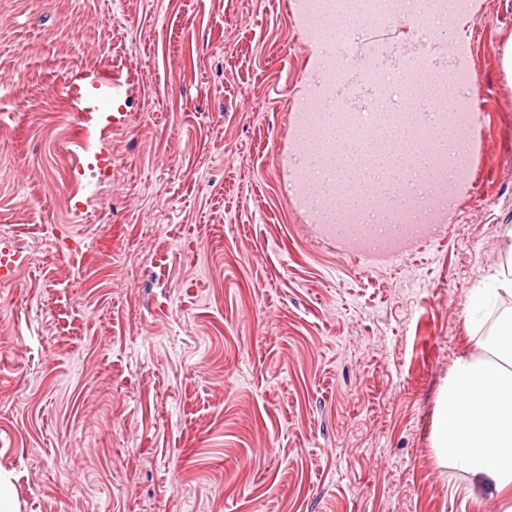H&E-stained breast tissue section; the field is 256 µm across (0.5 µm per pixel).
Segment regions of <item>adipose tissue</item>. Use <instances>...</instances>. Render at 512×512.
Masks as SVG:
<instances>
[{
    "mask_svg": "<svg viewBox=\"0 0 512 512\" xmlns=\"http://www.w3.org/2000/svg\"><path fill=\"white\" fill-rule=\"evenodd\" d=\"M496 313L479 355L460 358L448 373L435 415L441 465L490 482L512 501V262L474 289L468 314Z\"/></svg>",
    "mask_w": 512,
    "mask_h": 512,
    "instance_id": "adipose-tissue-1",
    "label": "adipose tissue"
}]
</instances>
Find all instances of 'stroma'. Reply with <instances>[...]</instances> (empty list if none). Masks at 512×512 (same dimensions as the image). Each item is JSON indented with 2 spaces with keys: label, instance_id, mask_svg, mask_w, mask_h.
<instances>
[{
  "label": "stroma",
  "instance_id": "35a3bbf8",
  "mask_svg": "<svg viewBox=\"0 0 512 512\" xmlns=\"http://www.w3.org/2000/svg\"><path fill=\"white\" fill-rule=\"evenodd\" d=\"M288 0H0V483L19 512H485L435 408L512 241V0H468L472 189L355 262L276 143L314 52ZM71 197L62 161L88 152ZM75 245L59 253L46 225Z\"/></svg>",
  "mask_w": 512,
  "mask_h": 512
}]
</instances>
